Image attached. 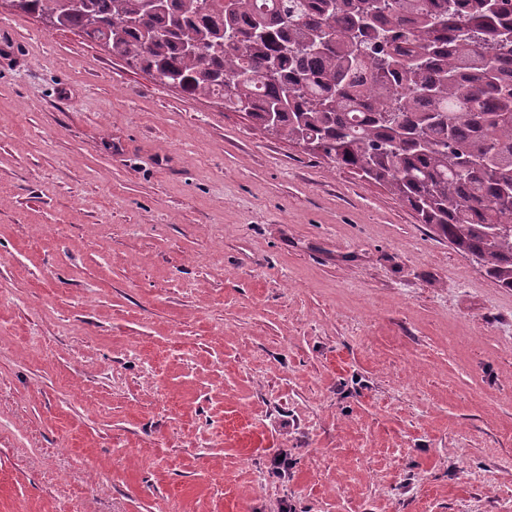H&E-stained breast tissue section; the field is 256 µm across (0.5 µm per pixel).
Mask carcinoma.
<instances>
[{
	"label": "carcinoma",
	"mask_w": 512,
	"mask_h": 512,
	"mask_svg": "<svg viewBox=\"0 0 512 512\" xmlns=\"http://www.w3.org/2000/svg\"><path fill=\"white\" fill-rule=\"evenodd\" d=\"M64 27L261 128L273 116L512 288V0H87Z\"/></svg>",
	"instance_id": "1"
}]
</instances>
